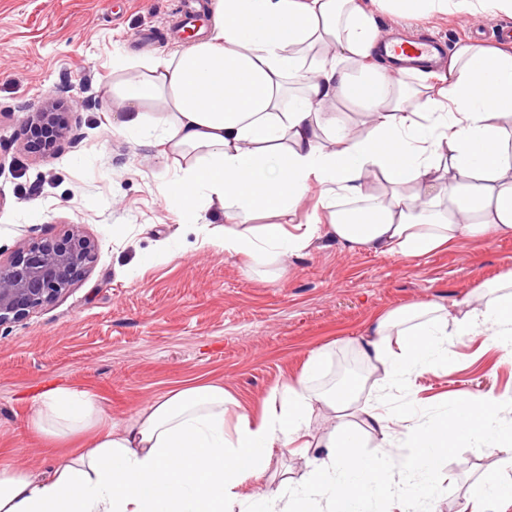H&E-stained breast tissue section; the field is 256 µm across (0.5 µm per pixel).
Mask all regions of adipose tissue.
I'll use <instances>...</instances> for the list:
<instances>
[{"label":"adipose tissue","mask_w":512,"mask_h":512,"mask_svg":"<svg viewBox=\"0 0 512 512\" xmlns=\"http://www.w3.org/2000/svg\"><path fill=\"white\" fill-rule=\"evenodd\" d=\"M377 2L405 15L512 16V0ZM204 12L205 37L165 56L117 58L109 90L117 132L187 159L170 206L189 217L215 206L231 214L234 226L210 246L266 262L326 234L351 251L418 258L465 239L512 235V43L457 47L420 99L380 52L365 0H207ZM351 112L360 125L349 124ZM377 176L388 193L367 192ZM315 186L328 219L293 230L251 226L255 214L289 211ZM338 196L359 208L336 209ZM453 336L512 349V269L488 285L483 309L394 311L368 327L360 351L388 384L447 362ZM319 367L311 357L257 420L242 414L227 427L223 387L191 385L153 401L123 430L101 432L52 473L0 467V512H233L239 487L264 472L270 449L309 448L316 403L341 413L352 406L353 385L310 393ZM365 415L382 434L390 422L407 423L410 462L395 473L358 454L357 434L342 422L303 489L289 494L290 512L320 501L359 512L370 497L407 512L411 477L430 473L431 458L471 438L492 454L512 450V425L499 420L490 394L454 401L423 426L410 425L407 408ZM102 418L91 394L59 387L39 395L31 426L55 438Z\"/></svg>","instance_id":"1"}]
</instances>
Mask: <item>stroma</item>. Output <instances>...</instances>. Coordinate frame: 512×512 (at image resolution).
<instances>
[{
  "label": "stroma",
  "instance_id": "stroma-1",
  "mask_svg": "<svg viewBox=\"0 0 512 512\" xmlns=\"http://www.w3.org/2000/svg\"><path fill=\"white\" fill-rule=\"evenodd\" d=\"M204 0H0V261L33 242H53L72 226L96 245V259L75 285L21 323L0 328V466L50 472L91 446L95 429L60 438L29 425L34 399L68 387L93 394L104 426L121 429L149 403L189 384L223 386L225 414L262 415L270 394L309 380L324 390L335 360L357 353L367 327L392 310L467 301L512 269V236L466 240L416 260L346 251L325 237L305 253L255 264L202 246L225 224L222 211L194 221L167 204L179 165L158 147L112 128V61H138L186 47L187 21L205 24ZM382 38L498 44L512 18L455 13L403 17L374 11ZM51 97L77 98L70 133L55 148L25 141L23 124ZM379 369L358 375L361 403L417 400L414 423L446 403L486 394L512 422V356L481 336H454L448 362L383 393ZM352 421L363 455L401 470L412 450L402 424L390 447L362 414ZM314 454L273 449L265 471L239 493L299 487ZM492 474L512 485V455L473 442L449 449L433 472L431 494L412 493L409 512H459L471 484Z\"/></svg>",
  "mask_w": 512,
  "mask_h": 512
}]
</instances>
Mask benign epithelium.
<instances>
[{
	"label": "benign epithelium",
	"mask_w": 512,
	"mask_h": 512,
	"mask_svg": "<svg viewBox=\"0 0 512 512\" xmlns=\"http://www.w3.org/2000/svg\"><path fill=\"white\" fill-rule=\"evenodd\" d=\"M78 105L76 99H48L28 120V134L54 144L66 138L65 111ZM94 252L93 242L71 228L55 243H31L8 264L0 263V327L19 323L64 295L90 267Z\"/></svg>",
	"instance_id": "obj_1"
}]
</instances>
